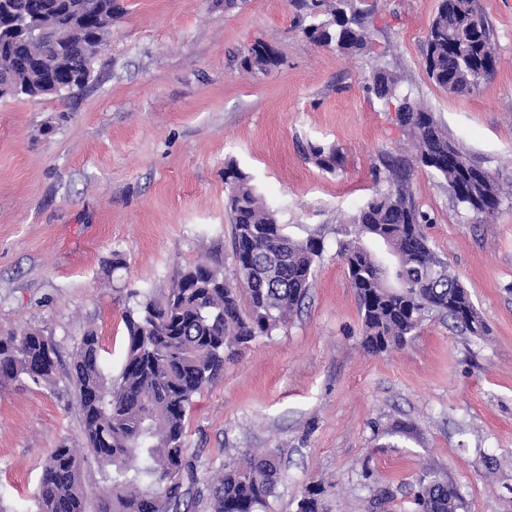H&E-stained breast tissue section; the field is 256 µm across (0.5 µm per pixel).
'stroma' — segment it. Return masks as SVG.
I'll return each mask as SVG.
<instances>
[{"instance_id":"35a3bbf8","label":"stroma","mask_w":512,"mask_h":512,"mask_svg":"<svg viewBox=\"0 0 512 512\" xmlns=\"http://www.w3.org/2000/svg\"><path fill=\"white\" fill-rule=\"evenodd\" d=\"M370 2V51L343 55L303 36L292 0H115L112 35L82 90L0 99V333L42 328L59 352L53 387H0V512H36L46 458L82 443L69 371L85 331L96 330L103 371L117 376L132 292L161 296L200 261L232 277L230 163L288 236L323 248L301 311L238 350L194 398L185 457L196 491L207 494L224 464L271 449L281 480L269 512H296L316 484L321 512H414L426 474L457 490L458 512H512V0H478L498 61L469 95L425 70L439 0ZM258 40L277 66L244 65ZM380 63L503 192L475 224L437 175L417 166L410 181L429 245L484 335L430 315L402 348L362 346L338 243L385 188L375 176L383 159L415 157L367 89ZM315 144L338 149L342 166L318 167Z\"/></svg>"}]
</instances>
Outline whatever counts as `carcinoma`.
<instances>
[{
	"label": "carcinoma",
	"instance_id": "carcinoma-1",
	"mask_svg": "<svg viewBox=\"0 0 512 512\" xmlns=\"http://www.w3.org/2000/svg\"><path fill=\"white\" fill-rule=\"evenodd\" d=\"M89 0H8L15 6L59 12L77 23ZM100 13L80 26L83 45L58 61L50 44L30 45L0 37V81L17 86L62 83L90 68L97 42L112 28L113 0H95ZM302 11L304 36L342 53L369 50L376 29L366 0H294ZM425 70L451 93L475 92L496 69L494 34L476 0H439L426 36ZM248 67L276 63L258 41L244 57ZM371 90L394 106L400 126L415 140L416 164L443 178L455 202L481 221L498 210L502 198L491 172L479 178L480 162L448 137L434 113L398 91L399 78L378 65ZM321 168L342 164L338 150L310 146ZM387 189L376 192L354 218L358 237L339 243L362 315L364 342L384 352L417 334L425 315L437 314L453 329L481 336L486 325L459 279L429 246L424 214L410 191L411 167L401 159L383 162ZM227 206L233 219V258L239 284L220 269L199 263L182 271L160 299L135 291V306L122 314L126 351L119 375L105 376L100 339L82 336L72 365V385L83 416V446L53 449L34 493L37 512H88L84 481L86 455L111 467L110 486L94 512H195V476L185 459L186 415L196 395L224 372L227 354L258 336L269 335L304 302L321 241L288 237L259 201L249 176L229 164L224 169ZM382 243L401 265L389 277L387 263L366 241ZM58 350L38 328L0 335V386L26 381L56 383ZM277 455L266 452L244 463H227L210 484L209 512H267L279 482ZM323 490L308 487L298 512H320ZM417 512H458L459 497L448 482L420 481Z\"/></svg>",
	"mask_w": 512,
	"mask_h": 512
}]
</instances>
